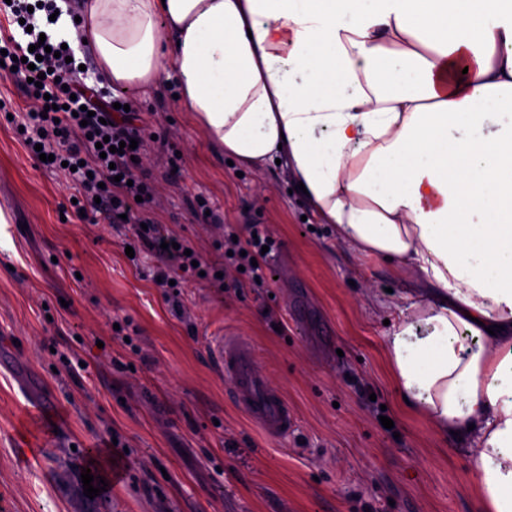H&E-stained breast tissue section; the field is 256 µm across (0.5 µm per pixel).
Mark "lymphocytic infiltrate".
<instances>
[{"instance_id": "lymphocytic-infiltrate-1", "label": "lymphocytic infiltrate", "mask_w": 512, "mask_h": 512, "mask_svg": "<svg viewBox=\"0 0 512 512\" xmlns=\"http://www.w3.org/2000/svg\"><path fill=\"white\" fill-rule=\"evenodd\" d=\"M27 7L28 0H0V11L10 10L14 18L25 21L14 33L0 38V46L5 49L0 58V74L12 76L28 95L48 94L52 103L46 115L26 116L23 137L27 148L41 147L43 153L52 156V168L73 165L70 178L77 191V209L96 205L111 223L124 218L135 225V244L153 256L152 275L159 278L166 298L180 294L178 287L170 283L176 271L185 278L216 282L221 264L201 259L195 252L162 248L163 236L151 225L149 217L153 182L132 161V149L121 154L115 151L120 142L143 141L144 129L130 124L128 118L120 119L114 112L101 110L107 90L88 85L80 78L78 67L71 61L74 49H63L51 23L36 20ZM41 41L51 50L66 52L65 57L57 56L53 70H46L44 63L29 51L30 46ZM103 140L110 141L113 152L100 153L96 144Z\"/></svg>"}]
</instances>
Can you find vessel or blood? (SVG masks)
I'll return each mask as SVG.
<instances>
[{"label": "vessel or blood", "instance_id": "1", "mask_svg": "<svg viewBox=\"0 0 512 512\" xmlns=\"http://www.w3.org/2000/svg\"><path fill=\"white\" fill-rule=\"evenodd\" d=\"M210 352L249 418L268 436H287L294 423L293 409L257 374L252 345L243 337L226 336L214 342Z\"/></svg>", "mask_w": 512, "mask_h": 512}]
</instances>
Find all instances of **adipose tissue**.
<instances>
[{
  "mask_svg": "<svg viewBox=\"0 0 512 512\" xmlns=\"http://www.w3.org/2000/svg\"><path fill=\"white\" fill-rule=\"evenodd\" d=\"M77 29L113 89L172 82L226 156L279 162L337 243L411 278L403 407L512 512V0H84Z\"/></svg>",
  "mask_w": 512,
  "mask_h": 512,
  "instance_id": "ef3b65f1",
  "label": "adipose tissue"
}]
</instances>
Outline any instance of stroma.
Here are the masks:
<instances>
[{"label":"stroma","mask_w":512,"mask_h":512,"mask_svg":"<svg viewBox=\"0 0 512 512\" xmlns=\"http://www.w3.org/2000/svg\"><path fill=\"white\" fill-rule=\"evenodd\" d=\"M175 92L127 94L149 134L152 220L208 260L230 230L275 242L264 287L228 261L223 287L183 283L179 312L152 260L134 267L125 234L81 220L69 177L31 156L9 119L31 99L0 75V512H479L469 448L406 413L387 371L409 280L338 244L279 168L258 193ZM233 335L293 406L288 436H267L226 386L209 346ZM114 442L111 466L93 464L89 449ZM88 470L107 484L93 498Z\"/></svg>","instance_id":"obj_1"}]
</instances>
